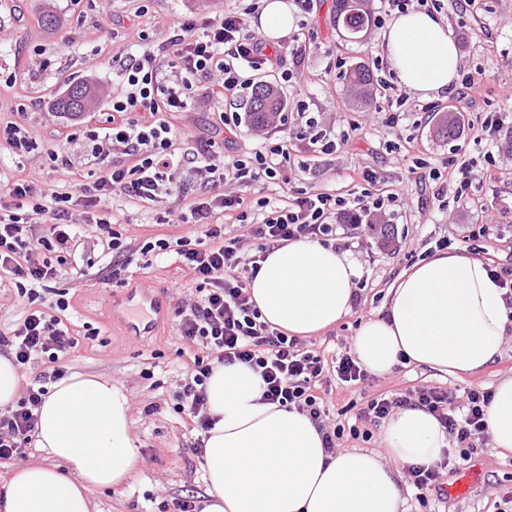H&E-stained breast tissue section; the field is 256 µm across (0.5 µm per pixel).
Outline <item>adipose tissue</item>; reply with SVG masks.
<instances>
[{
    "mask_svg": "<svg viewBox=\"0 0 512 512\" xmlns=\"http://www.w3.org/2000/svg\"><path fill=\"white\" fill-rule=\"evenodd\" d=\"M261 2L255 28L273 41L284 37L294 6ZM381 47L420 97L445 94L457 78L458 49L435 14H396ZM359 277L348 252L302 238L272 249L248 288L265 322L306 337L350 313ZM507 313L482 259L437 252L400 273L386 315L361 325L352 352L376 376L399 364L474 375L501 354ZM262 393L259 374L241 364L216 366L207 381L213 424L203 512H406L402 466L435 464L450 449L438 420L409 406L383 420L381 451L331 454L309 415ZM37 415L36 445L50 461L13 473L0 489V512H91L90 492L121 485L138 461L126 394L109 379L73 374L53 385ZM486 422L493 448L512 453V374L497 381Z\"/></svg>",
    "mask_w": 512,
    "mask_h": 512,
    "instance_id": "1",
    "label": "adipose tissue"
}]
</instances>
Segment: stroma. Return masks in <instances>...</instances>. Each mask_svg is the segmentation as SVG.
Masks as SVG:
<instances>
[{
  "label": "stroma",
  "mask_w": 512,
  "mask_h": 512,
  "mask_svg": "<svg viewBox=\"0 0 512 512\" xmlns=\"http://www.w3.org/2000/svg\"><path fill=\"white\" fill-rule=\"evenodd\" d=\"M246 0H0V124L24 125L39 145L38 153L15 156L0 147V181L19 174H33L46 187L75 191L80 184L95 180L98 166L91 146L77 133L83 125L103 126L112 95L120 91L115 57L137 52L140 35L160 43L173 19L198 21L218 19L230 10L244 7ZM334 0H313L307 12H297L295 31L309 34L311 52L301 68V79L291 91L305 102L325 124L347 132V143L336 154L322 158L301 152L308 170L294 185L347 195L361 193L363 171H373L388 187L406 186L402 216L394 226V244L384 247L378 233L366 226L337 236L336 245L350 252L361 266L357 282L362 301L335 326L312 336L315 348L332 357L351 349L359 326L384 313L388 292L406 268L436 252L438 241L456 237L470 225L494 214L498 235L481 240L488 257L512 265V156L498 155L476 184L469 200L442 209L434 197L439 184L418 181L410 174L412 165L423 171L442 168L455 152L453 143L435 134V118L422 107L425 98L410 95L406 116L398 128H389L385 113L361 112L348 100L337 78V66L357 61L373 62L379 55L380 28L373 27L361 42L346 38L333 23ZM59 18L56 29H45V13ZM461 57V70L480 71L481 92L468 105L452 96L437 98L439 108L459 111L463 122H475L480 113L512 112V0H476L466 12L444 10ZM82 78L94 85L96 100L90 111L73 117L54 109L70 80ZM218 106L211 100L193 99L185 111L168 113L172 127L191 135L215 139L225 153L252 151L256 143L246 130L217 132L214 123ZM62 148L72 156L70 171L54 170L47 151ZM125 217L119 230L136 251L128 268L127 284L117 290L95 288L88 281L110 261L95 225L85 223L82 207H74L70 221L79 225L82 236L60 279L43 293L55 300L66 293L65 313L77 346L64 359L67 374H92L112 380L129 399L132 434L139 460L123 485L91 494L92 512H172L174 499L192 494L206 496L208 482L203 466L190 446L198 433L186 417L175 411L176 396L185 378L177 361L185 344L171 319L150 336L119 335L112 325L111 293L163 296L167 308L190 297L191 288L175 289L182 275L174 258L160 260L138 253L145 242L176 239L186 226L164 223L163 218L177 202L162 199L150 207L118 197L112 202ZM507 342L501 357L476 376L449 375L397 365L386 376L370 377L354 389L333 388L324 406L330 419L354 422L367 400L385 393L441 387L464 394L472 388L493 389L512 372V321L507 324ZM478 478L469 492L459 498L430 494L420 506L410 487H403L408 512H495L497 491L512 487V453H499L484 445L471 459L458 461L453 470L443 471L448 485L466 472Z\"/></svg>",
  "instance_id": "35a3bbf8"
}]
</instances>
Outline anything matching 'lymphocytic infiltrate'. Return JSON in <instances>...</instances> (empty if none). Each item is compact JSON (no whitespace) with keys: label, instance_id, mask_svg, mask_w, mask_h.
I'll return each instance as SVG.
<instances>
[{"label":"lymphocytic infiltrate","instance_id":"lymphocytic-infiltrate-1","mask_svg":"<svg viewBox=\"0 0 512 512\" xmlns=\"http://www.w3.org/2000/svg\"><path fill=\"white\" fill-rule=\"evenodd\" d=\"M309 46L306 34L297 32L285 44L286 56L270 55L250 30L244 12L237 10L201 28L190 20L176 21L158 49L119 58L123 92L112 99L107 127L88 126L82 132L101 164L99 177L74 194L48 190L29 175L0 184V276L9 277L27 302L10 331L0 332V346L6 347L18 370L38 363L44 376H62V360L76 345L61 318L69 303L61 297L43 302L39 290L60 276L51 254L64 258L74 248L76 234L67 222L71 207L85 209L88 223L96 225L112 253L111 265L96 278L97 284L107 285L120 282L132 251L113 226L108 201L122 195L150 205L173 195L183 202L173 221L189 225L191 234L173 242H148L142 250L161 257L175 254L195 283L193 298L178 304L172 320L182 340L195 349L177 395V410L196 429L210 427L205 385L214 366L241 363L260 375L264 401L309 414L328 453H335L344 435L370 438L372 428L395 409L415 405L433 414L452 438L459 458H468L488 438L485 411L490 391L476 388L458 397L433 387L382 394L361 409L359 424L329 422L320 405L324 382L333 376L351 387L368 381V372L350 354L326 359L299 338L262 321L248 289L250 277L271 248L305 237L335 239L350 216L394 223L403 191L380 188L376 175L367 171L363 178L370 189L363 194L345 197L290 189L286 197L257 200L252 214L246 207L247 190L261 181L289 186L299 149L318 157L335 154L341 146L335 130L320 127L299 101L291 108L295 122L283 117L274 127L255 129L258 145L250 154H223L211 140L197 141L184 153L164 118L165 113L184 111L201 94L220 105L243 98L254 86L252 78L244 76L248 70L274 78L275 88L283 89L297 78ZM171 68L176 71L172 78L167 75ZM102 139L120 152L119 160L106 162L98 145ZM220 214L225 224L249 226V235L225 234V224L216 222ZM43 399V387L32 382L15 407L0 412V460L24 456Z\"/></svg>","mask_w":512,"mask_h":512}]
</instances>
